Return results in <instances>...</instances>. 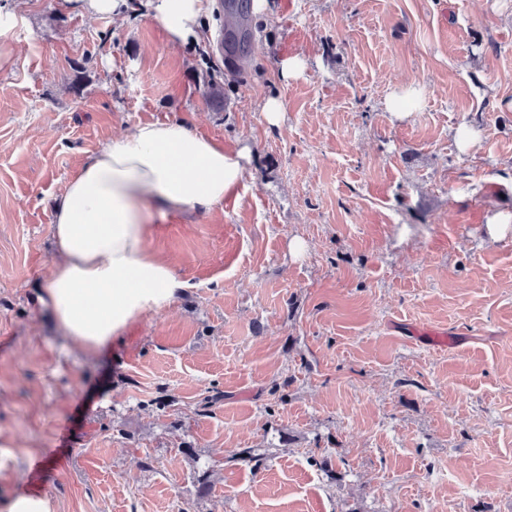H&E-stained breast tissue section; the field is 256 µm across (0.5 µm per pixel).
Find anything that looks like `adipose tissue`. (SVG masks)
Here are the masks:
<instances>
[{"label":"adipose tissue","mask_w":512,"mask_h":512,"mask_svg":"<svg viewBox=\"0 0 512 512\" xmlns=\"http://www.w3.org/2000/svg\"><path fill=\"white\" fill-rule=\"evenodd\" d=\"M172 45L199 42L208 0H148ZM242 153L179 121L142 122L73 173L50 226L59 263L39 301L90 353L111 346L186 284L148 248L151 211H208L242 181Z\"/></svg>","instance_id":"ef3b65f1"}]
</instances>
